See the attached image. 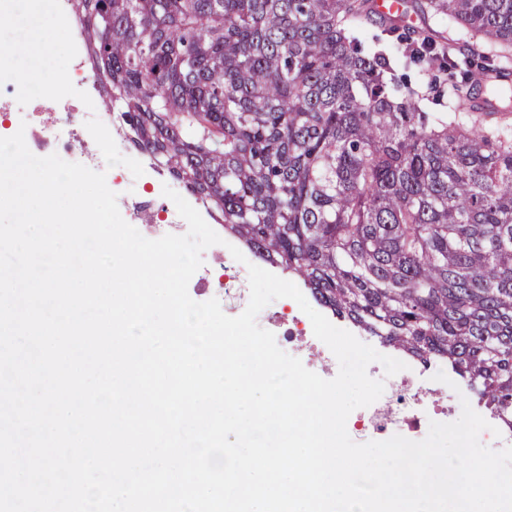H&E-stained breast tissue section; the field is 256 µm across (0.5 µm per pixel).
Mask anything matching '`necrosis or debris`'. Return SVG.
Instances as JSON below:
<instances>
[{
    "label": "necrosis or debris",
    "mask_w": 512,
    "mask_h": 512,
    "mask_svg": "<svg viewBox=\"0 0 512 512\" xmlns=\"http://www.w3.org/2000/svg\"><path fill=\"white\" fill-rule=\"evenodd\" d=\"M69 89L52 106H44L35 82L24 79L11 60L10 50L0 51V112L13 113L15 122L25 123V141L29 150L44 157L58 154L62 159L79 161L95 171L105 172L117 195L123 219L142 235L152 239L167 234L182 235L188 230L186 221L175 205L165 207L163 214H155L146 204V189H162L163 179L157 171L147 169L141 153L133 152L120 134L110 131V115L92 110L91 101L99 89L89 75L83 58L80 40H73L67 64ZM25 87L28 109L18 110L15 91ZM101 143L95 154L76 157L77 142ZM200 294L218 299L222 308L241 314L249 301L247 267L236 261L229 249L214 245L200 269L195 282ZM278 346L293 350L305 368L325 379L335 376L336 358L329 347L312 334L307 321L299 314L296 302H288L276 313L268 325ZM407 368L393 376H386L380 363H371L367 369L373 379L383 381V395L372 405L359 408L350 416L347 432L357 443L383 441L399 434L419 441L426 437L430 421L448 423L457 420V406L448 403L433 376L438 365L422 364L407 359Z\"/></svg>",
    "instance_id": "necrosis-or-debris-1"
}]
</instances>
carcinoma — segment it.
<instances>
[{"instance_id": "cac0c4a2", "label": "carcinoma", "mask_w": 512, "mask_h": 512, "mask_svg": "<svg viewBox=\"0 0 512 512\" xmlns=\"http://www.w3.org/2000/svg\"><path fill=\"white\" fill-rule=\"evenodd\" d=\"M456 41L391 20L444 76L391 85L358 37L372 0H70L128 144L333 315L448 365L512 427V0H416ZM448 99V111L422 101Z\"/></svg>"}]
</instances>
